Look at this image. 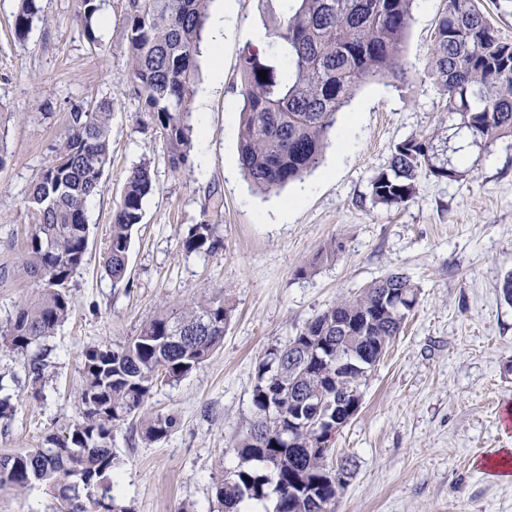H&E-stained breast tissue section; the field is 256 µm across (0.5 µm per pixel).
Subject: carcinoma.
<instances>
[{
	"label": "carcinoma",
	"mask_w": 512,
	"mask_h": 512,
	"mask_svg": "<svg viewBox=\"0 0 512 512\" xmlns=\"http://www.w3.org/2000/svg\"><path fill=\"white\" fill-rule=\"evenodd\" d=\"M295 2L292 12L271 19V50L260 55L247 49L239 62V163L252 185L264 192L318 167L337 113L360 86L407 75L402 46L414 0ZM208 3L125 0L128 79L163 136L175 170L186 165L190 151L191 104ZM100 9L101 0H78L76 21L94 46L99 44L94 21ZM38 11L37 0H19L18 37H25ZM429 76L459 123L445 137L412 136L397 143L388 166L371 181L377 204L398 207L409 201L424 171L448 180L462 177L454 158L512 133V42L498 36L478 0H448L436 27ZM111 116L108 100L72 105L57 158L42 168L26 195L33 229L23 252L0 264V283L24 279L35 288L33 297L0 326V348L23 359L35 381L48 367L41 341L74 309L70 282L88 249V202L101 192L111 162ZM153 191L148 165L136 166L112 216L104 267L115 284L125 279L132 232ZM182 247L210 255L224 249V242L217 225L205 221L187 227ZM409 296L418 300V289L407 276H384L336 300L284 345L265 352L256 365L253 417L232 444L240 463L215 485L219 512H242L244 502L267 497L271 484L277 494L275 512H326L338 491L336 474L315 429L298 421L308 415L293 389L334 400L338 383L364 386L366 380L355 370L336 380L331 362L336 347L322 342L342 326L354 335L343 345L345 353L368 349L383 357L410 312L403 305ZM231 312L217 296L162 306L130 341L87 348L76 393L79 420L62 440L49 434L44 447L1 456L0 488L26 491L43 485L63 506L61 512H97L100 496L115 501L114 426L135 418L143 439L167 437L176 417L141 416L146 399L155 386L180 381L222 346ZM178 327L188 339L175 345L170 336Z\"/></svg>",
	"instance_id": "cac0c4a2"
}]
</instances>
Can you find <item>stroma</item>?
<instances>
[{
  "instance_id": "stroma-1",
  "label": "stroma",
  "mask_w": 512,
  "mask_h": 512,
  "mask_svg": "<svg viewBox=\"0 0 512 512\" xmlns=\"http://www.w3.org/2000/svg\"><path fill=\"white\" fill-rule=\"evenodd\" d=\"M448 0H416L402 55L407 79L364 85L341 113L322 164L281 191L252 189L238 165L239 58L250 31L287 13L290 0H211L192 102V148L172 169L165 143L126 78L125 0H108L91 48L75 19L77 0H39V17L17 38V0H0V263L21 253L31 220L24 197L63 143L72 104L112 103V161L101 195L87 205L85 262L72 278L74 311L48 337L41 398L19 359L0 354L12 396L0 420V456L66 435L78 420L83 351L127 342L166 304L223 295L233 311L222 346L179 382L154 388L144 414H172L166 438L113 430L114 496L129 512H217L213 485L238 458L231 442L252 416L255 369L337 298L392 272L419 301L363 388L359 413L331 443L353 463L327 512H512V479L483 464L512 448L499 407L512 400V136L456 164L462 179L421 175L399 207L375 204L371 180L394 146L457 123L428 77L436 24ZM149 163L153 193L132 234L127 277L103 268L112 214L129 172ZM219 227L224 248L205 256L181 244L188 225ZM337 242L333 259L320 256ZM40 486L0 490V512H56Z\"/></svg>"
}]
</instances>
